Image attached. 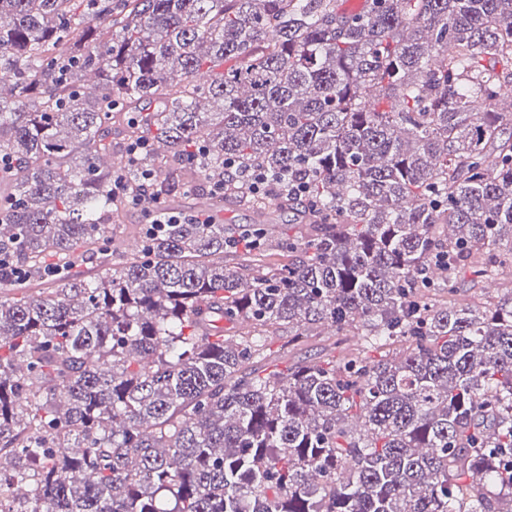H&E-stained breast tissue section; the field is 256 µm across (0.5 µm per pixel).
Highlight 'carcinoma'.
Returning a JSON list of instances; mask_svg holds the SVG:
<instances>
[{"instance_id": "obj_1", "label": "carcinoma", "mask_w": 512, "mask_h": 512, "mask_svg": "<svg viewBox=\"0 0 512 512\" xmlns=\"http://www.w3.org/2000/svg\"><path fill=\"white\" fill-rule=\"evenodd\" d=\"M336 2L0 0V248L98 269L0 293V512H512V291L454 299L512 272V0ZM116 119L161 200L307 182L293 260L187 223L112 263ZM282 325L358 341L257 367ZM231 168H233V165ZM227 179V182L242 183L253 195L274 194L278 189L277 185L280 184L279 180L275 178L270 179L265 172L258 168H233Z\"/></svg>"}]
</instances>
